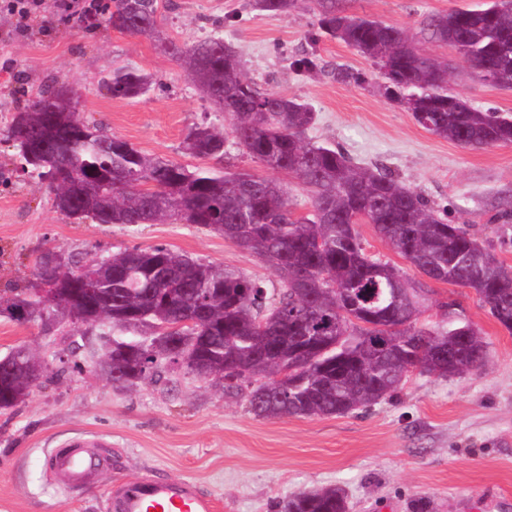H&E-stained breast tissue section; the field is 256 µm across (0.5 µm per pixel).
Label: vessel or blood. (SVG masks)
I'll return each instance as SVG.
<instances>
[{
    "instance_id": "1",
    "label": "vessel or blood",
    "mask_w": 512,
    "mask_h": 512,
    "mask_svg": "<svg viewBox=\"0 0 512 512\" xmlns=\"http://www.w3.org/2000/svg\"><path fill=\"white\" fill-rule=\"evenodd\" d=\"M111 445L99 438L82 436L52 449L45 463L53 483L68 491L96 489L109 465ZM108 512H215V499L189 479L150 476L126 480L111 487Z\"/></svg>"
}]
</instances>
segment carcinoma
Masks as SVG:
<instances>
[{"instance_id": "obj_1", "label": "carcinoma", "mask_w": 512, "mask_h": 512, "mask_svg": "<svg viewBox=\"0 0 512 512\" xmlns=\"http://www.w3.org/2000/svg\"><path fill=\"white\" fill-rule=\"evenodd\" d=\"M301 0H252L269 16L287 13ZM319 29L375 61L394 89L391 100L415 95L422 102L419 125L470 149L512 144V115L482 112L464 96L448 90V63L418 49L407 31L395 24L345 15L338 0H316ZM494 3L455 9L430 18L423 32L430 41L453 47L464 61L483 60L475 76L512 88V8L489 13ZM159 0H112L104 22L132 35H152L158 26ZM164 52L189 71L204 61L215 84L207 96L230 120L229 129L199 124L186 136V150L213 165L190 169L146 155L130 143L91 124L77 103L60 100L56 79L38 88L18 109L8 140L23 169L54 194V206L75 219L99 224H166L179 220L219 234L265 259L281 288L272 300L267 288L246 274L202 262L166 247H132L107 257L69 256L70 268L49 266L53 249L34 260L31 287L0 302L32 308L40 322L49 309L38 288L60 277L59 287L82 319L95 327L109 323L140 337L153 348L148 378L159 381L172 366L176 338H198L196 358L214 368L227 394L245 393L256 417H330L367 408L397 390L402 361L421 371L446 376L430 350L448 345L456 374L482 366L485 344L478 328L451 311L440 324L393 319L381 325L369 316L389 307L393 289L401 290L409 314L417 315L427 289L409 284L403 272L372 271L378 260L362 245L356 224L368 223L411 266L429 267L437 282L466 288L490 315L512 332V267L465 224H450L420 193L378 168H360L336 146L308 140L316 121L312 106L266 89L248 77L235 48L221 36L192 45L167 41ZM105 88L114 98H137L152 82L139 71L112 70ZM273 172L292 175L310 193L311 210L298 215L289 193L275 180L234 170L228 141ZM39 162L28 159L31 146ZM325 268L328 278L313 273ZM265 321L264 332L256 323ZM300 336H332L325 352L303 349ZM304 368L288 379V389L258 384L298 358ZM105 360L137 382L142 355L115 340ZM28 382L0 387V411L15 408L28 395ZM280 512H348L336 487L285 497Z\"/></svg>"}]
</instances>
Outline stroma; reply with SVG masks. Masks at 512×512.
I'll return each mask as SVG.
<instances>
[{
    "instance_id": "35a3bbf8",
    "label": "stroma",
    "mask_w": 512,
    "mask_h": 512,
    "mask_svg": "<svg viewBox=\"0 0 512 512\" xmlns=\"http://www.w3.org/2000/svg\"><path fill=\"white\" fill-rule=\"evenodd\" d=\"M39 2L24 29L0 11V293L32 281L33 257L45 247L107 256L126 247L163 246L279 289L265 261L195 225L67 217L21 170L7 140L17 102L55 78L73 89L79 111L108 133L144 153L199 166L183 149L189 129L229 120L161 43L191 45L216 33L264 88L313 107L309 140L336 145L357 166L385 168L449 222L468 215L480 239L512 266V218H500L494 206L502 193H512V144L474 150L420 127L383 95L371 59L319 32L314 0L275 17L252 10L249 0H169L150 36L104 24L84 27L80 16L91 0H72L68 10L61 0ZM484 2L346 0L345 7L403 26L421 51L448 61L451 87L473 108L512 113V89L474 78L451 46L421 33L436 14ZM305 50L316 54L320 72L291 69ZM118 65L151 74V91L112 98L103 82ZM338 68L361 73L362 83L336 81ZM427 288L420 322H442L448 302H456L484 338L483 369L447 378L416 372L394 396L338 417L258 418L244 396L222 394L183 368L157 382L121 387L98 371L111 327L79 325L44 335L36 324L1 317L0 356L31 346L58 377L0 412V512H106L111 485L150 475L196 480L214 495L217 512H278L285 496L328 486L343 490L348 512H512V332L470 289L434 281ZM80 435L112 443V464L99 488L87 493L54 485L44 467L51 448Z\"/></svg>"
}]
</instances>
